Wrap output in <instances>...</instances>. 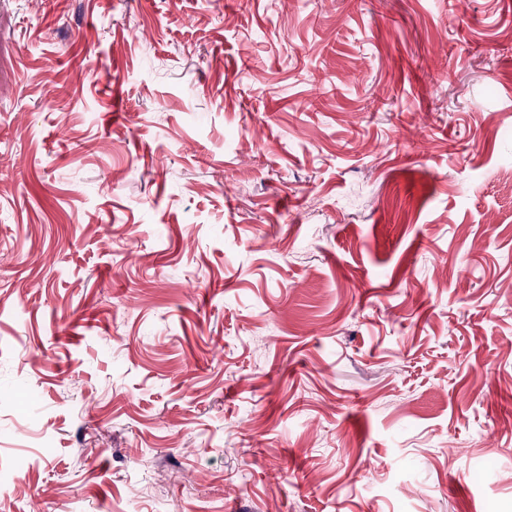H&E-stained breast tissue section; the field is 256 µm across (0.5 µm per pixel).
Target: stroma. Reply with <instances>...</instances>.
Instances as JSON below:
<instances>
[{"label":"stroma","mask_w":512,"mask_h":512,"mask_svg":"<svg viewBox=\"0 0 512 512\" xmlns=\"http://www.w3.org/2000/svg\"><path fill=\"white\" fill-rule=\"evenodd\" d=\"M512 0H0V512H512Z\"/></svg>","instance_id":"35a3bbf8"}]
</instances>
